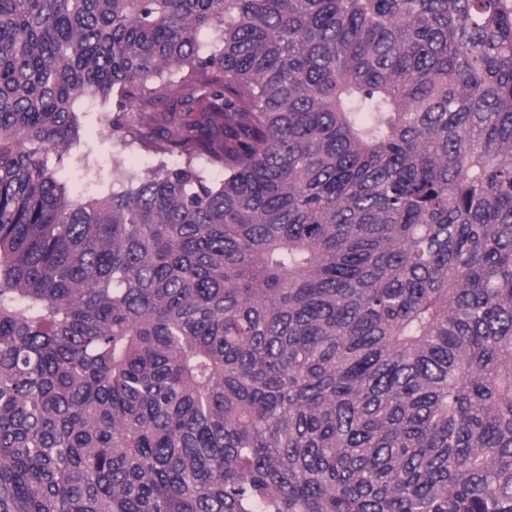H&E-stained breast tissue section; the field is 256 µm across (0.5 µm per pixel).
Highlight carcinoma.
<instances>
[{"label":"carcinoma","instance_id":"cac0c4a2","mask_svg":"<svg viewBox=\"0 0 512 512\" xmlns=\"http://www.w3.org/2000/svg\"><path fill=\"white\" fill-rule=\"evenodd\" d=\"M0 512H512V0H0ZM87 100L75 104L79 119V139L71 149L70 155L60 162L51 154L49 164L56 171L57 178L64 183L67 192L74 198H85L112 191V166L119 162L131 174L145 173L154 165V158L144 150L128 149L117 151L112 139L102 130L99 113L100 106H88ZM86 154L92 165V173L86 180L80 181L73 176L75 154Z\"/></svg>","mask_w":512,"mask_h":512}]
</instances>
